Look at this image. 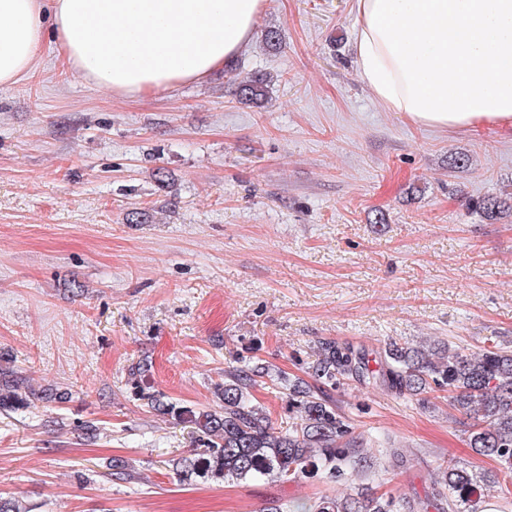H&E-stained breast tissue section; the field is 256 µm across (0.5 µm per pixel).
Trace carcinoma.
Listing matches in <instances>:
<instances>
[{
    "label": "carcinoma",
    "instance_id": "carcinoma-1",
    "mask_svg": "<svg viewBox=\"0 0 512 512\" xmlns=\"http://www.w3.org/2000/svg\"><path fill=\"white\" fill-rule=\"evenodd\" d=\"M272 82L267 75L242 81L238 97L258 104L268 97ZM476 209L488 221L512 215V183L477 201ZM148 372V364L141 362L129 373L128 383L138 399L163 415L191 422L204 446L197 458L181 465L183 479L197 473L236 481L342 475L356 449L344 443L349 425L328 390L352 379L412 396L448 391L451 405L471 420L468 446L498 463L504 474L498 483L499 496L512 502L511 352L485 348L475 355L452 346L391 342L372 357L364 350L328 341L310 366L311 381L273 376L258 366L237 368L225 373L224 385L217 386L219 404L214 409H193L165 400L147 385ZM265 377L288 391V409L299 413V421L286 429L276 427L254 396L258 379ZM31 396L26 378L0 366V411L25 410ZM486 487L487 479L450 461L437 466L431 491L422 500L323 495L293 512H428L430 508L483 512Z\"/></svg>",
    "mask_w": 512,
    "mask_h": 512
}]
</instances>
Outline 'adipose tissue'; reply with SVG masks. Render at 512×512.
Instances as JSON below:
<instances>
[{
    "label": "adipose tissue",
    "instance_id": "ef3b65f1",
    "mask_svg": "<svg viewBox=\"0 0 512 512\" xmlns=\"http://www.w3.org/2000/svg\"><path fill=\"white\" fill-rule=\"evenodd\" d=\"M263 0H0V85L52 39L70 70L125 95L206 81L247 50ZM354 64L413 123L512 125V0H356Z\"/></svg>",
    "mask_w": 512,
    "mask_h": 512
}]
</instances>
